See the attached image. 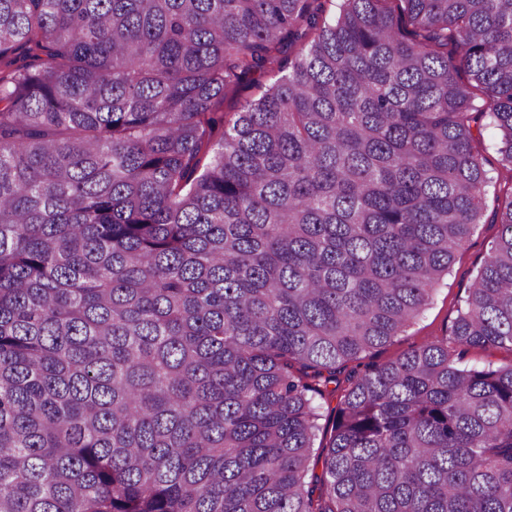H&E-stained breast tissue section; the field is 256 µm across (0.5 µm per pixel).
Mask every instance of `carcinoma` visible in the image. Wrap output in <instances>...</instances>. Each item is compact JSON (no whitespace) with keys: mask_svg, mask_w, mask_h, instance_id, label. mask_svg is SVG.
<instances>
[{"mask_svg":"<svg viewBox=\"0 0 512 512\" xmlns=\"http://www.w3.org/2000/svg\"><path fill=\"white\" fill-rule=\"evenodd\" d=\"M484 125L512 168V0H0V512H512V363L462 364L512 351V192L451 336L361 365ZM282 73L274 70L257 77L255 83H247L239 87L236 91L229 93L224 98L223 112L226 124L232 123L236 113L240 112L247 101L258 98L265 88L279 78ZM512 352L508 350L488 351L481 348H470L463 356V363L469 366L482 367L488 363L494 365L510 364ZM335 384L330 383L327 385V388L324 389L325 393L323 397L316 396V399L319 403L322 405V419L319 421L321 426V431L319 433L318 440L316 441L315 446L317 447L320 441L327 442L329 435H330V429H331V422L334 414V409H337V406L340 401V395H341V386L338 388L336 387V394L335 396L329 394L332 389H334Z\"/></svg>","mask_w":512,"mask_h":512,"instance_id":"carcinoma-1","label":"carcinoma"}]
</instances>
